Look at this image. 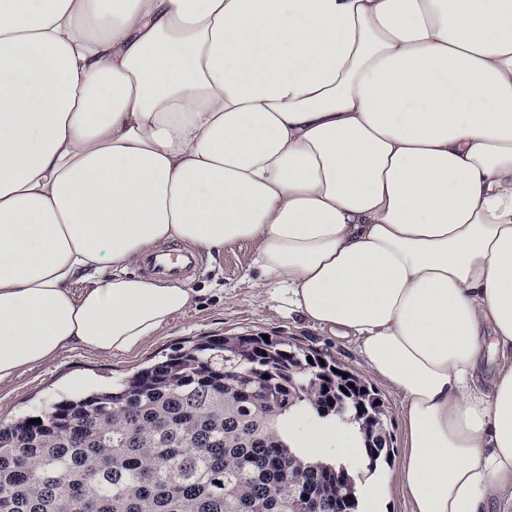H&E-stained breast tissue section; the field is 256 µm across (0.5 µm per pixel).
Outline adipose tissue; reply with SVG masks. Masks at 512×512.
<instances>
[{
	"mask_svg": "<svg viewBox=\"0 0 512 512\" xmlns=\"http://www.w3.org/2000/svg\"><path fill=\"white\" fill-rule=\"evenodd\" d=\"M237 241L403 397L411 512H512V0H0V382L137 350L198 293L133 266Z\"/></svg>",
	"mask_w": 512,
	"mask_h": 512,
	"instance_id": "obj_1",
	"label": "adipose tissue"
}]
</instances>
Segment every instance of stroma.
Here are the masks:
<instances>
[{"label":"stroma","mask_w":512,"mask_h":512,"mask_svg":"<svg viewBox=\"0 0 512 512\" xmlns=\"http://www.w3.org/2000/svg\"><path fill=\"white\" fill-rule=\"evenodd\" d=\"M254 256L250 242L225 246L216 263H203L191 278L199 290L196 304L177 316L137 351L123 356H103L82 348H67L47 363L22 370L13 379L0 383V423L40 409L45 403L75 394L106 388L112 381L132 374L182 346L184 341L200 336L267 334L296 340L298 343L331 354L359 374L367 369L353 345L331 336L290 315L278 302L255 297L244 276ZM387 411V426L392 434L395 453L390 463L382 464L380 473L395 481L405 451L403 398L378 378H371Z\"/></svg>","instance_id":"obj_1"}]
</instances>
